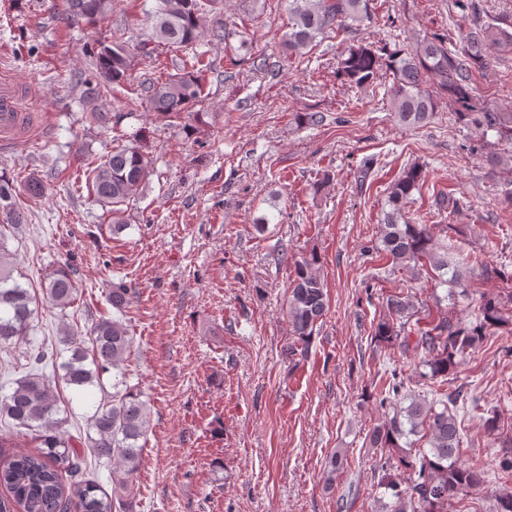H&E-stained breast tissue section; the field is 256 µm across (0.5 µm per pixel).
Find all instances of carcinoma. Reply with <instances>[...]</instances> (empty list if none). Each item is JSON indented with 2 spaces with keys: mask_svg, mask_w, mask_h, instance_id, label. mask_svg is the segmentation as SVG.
<instances>
[{
  "mask_svg": "<svg viewBox=\"0 0 512 512\" xmlns=\"http://www.w3.org/2000/svg\"><path fill=\"white\" fill-rule=\"evenodd\" d=\"M223 0H157L149 13L152 36L130 46L123 41H98L95 59L94 94L112 92L123 84L133 55L150 56L160 46L187 47L204 36L202 16L220 10ZM112 0H65L68 15L95 23L111 7ZM465 26L458 27L453 43L445 35L426 37L407 52L383 57L382 49L358 42L343 49L339 68L346 80L356 86L369 84L380 66L392 69V111L406 125H420L436 111L438 97L465 121L479 142L482 164L505 188V199L512 204V112H500L480 102L475 72L487 68L491 59L486 46L512 47V19L483 20L480 0L462 4ZM367 0H288V33L283 53L303 54V50L328 30L345 33L355 23L368 18ZM210 72L202 57L183 73L149 87L152 111L166 118L186 112L202 102ZM495 140H489V136ZM150 168V160L134 147L118 149L92 167L87 175L90 192L105 206L112 207V231L124 229L119 206L138 194ZM422 167L412 165L391 185L380 224L378 251L400 267L424 262L444 279L450 268L453 283L464 286L467 267L448 261V250L435 241L432 227L413 224L406 217L413 191L424 181ZM16 186L0 178V221L19 226L25 215L15 205ZM436 209L454 214L459 202L451 194L439 192ZM0 238V347L15 344L28 335L36 316V298L29 284L14 277V268L3 255ZM320 261L311 255L294 262L286 316L293 345L291 354H306L314 327L326 315L327 293L320 273ZM48 300L64 309L77 293L76 282L67 267L49 271L41 283ZM509 322L490 303L482 309L479 325L468 329L446 317L421 325L418 308L408 294L386 299L382 316L374 326V339L381 344L411 348L422 354L417 364L419 376L429 381L431 399L412 398L408 405L384 415L368 434L372 448L388 449L386 465L377 485L394 498L391 512H450L451 499L462 490H479L484 481L480 471L459 456V429L452 407L463 398L461 390L443 392L448 373L458 358L482 339L486 329ZM60 343L69 357L60 365L57 381L81 391L96 384L99 373L119 367L126 361L131 337L118 319H103L90 329L89 341L68 328L61 330ZM54 351L39 347L28 356L29 370L15 381V388L0 397V419L16 430L38 432L40 445L34 451L20 452L0 463V487L9 503L19 512H68L75 504L78 512H134L133 478L138 468L149 424L147 405L140 393L127 388L102 403L90 420L92 435L86 447L99 459L112 461V493L93 479L82 477L84 457L71 439L60 433L66 418L61 416L60 400L45 369L55 364ZM423 434L429 449L413 450L401 439ZM7 503V504H9ZM0 502V512H7Z\"/></svg>",
  "mask_w": 512,
  "mask_h": 512,
  "instance_id": "cac0c4a2",
  "label": "carcinoma"
}]
</instances>
